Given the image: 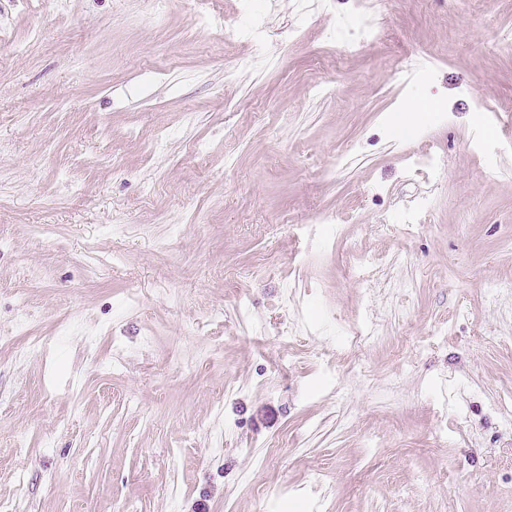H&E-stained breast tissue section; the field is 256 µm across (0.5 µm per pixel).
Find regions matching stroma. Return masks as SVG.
I'll return each instance as SVG.
<instances>
[{
	"instance_id": "35a3bbf8",
	"label": "stroma",
	"mask_w": 512,
	"mask_h": 512,
	"mask_svg": "<svg viewBox=\"0 0 512 512\" xmlns=\"http://www.w3.org/2000/svg\"><path fill=\"white\" fill-rule=\"evenodd\" d=\"M480 97L512 115V0H0V500L512 512Z\"/></svg>"
}]
</instances>
